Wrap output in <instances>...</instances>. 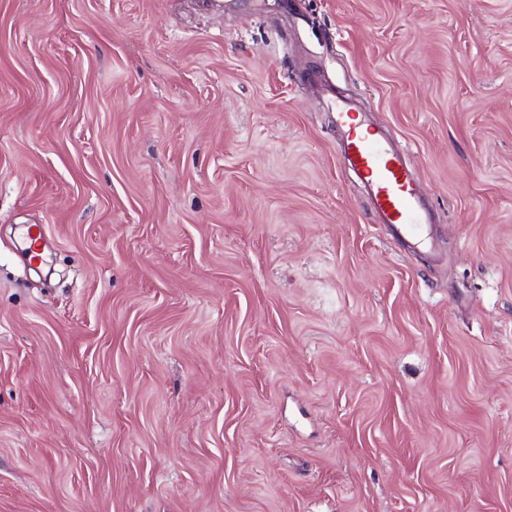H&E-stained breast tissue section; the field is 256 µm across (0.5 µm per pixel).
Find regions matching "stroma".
I'll return each mask as SVG.
<instances>
[{"mask_svg": "<svg viewBox=\"0 0 512 512\" xmlns=\"http://www.w3.org/2000/svg\"><path fill=\"white\" fill-rule=\"evenodd\" d=\"M0 512H512V0H0ZM329 95L334 123L344 135L339 161L369 188L379 224L419 244L428 241L433 212L423 198L407 152L395 148L380 129L367 125L350 99Z\"/></svg>", "mask_w": 512, "mask_h": 512, "instance_id": "obj_1", "label": "stroma"}]
</instances>
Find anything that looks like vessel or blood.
Here are the masks:
<instances>
[{
  "mask_svg": "<svg viewBox=\"0 0 512 512\" xmlns=\"http://www.w3.org/2000/svg\"><path fill=\"white\" fill-rule=\"evenodd\" d=\"M330 102L334 123L344 135L339 161L369 188L380 223L397 235L426 243L425 230L433 212L421 194L407 152L367 125L352 100L334 96Z\"/></svg>",
  "mask_w": 512,
  "mask_h": 512,
  "instance_id": "1",
  "label": "vessel or blood"
}]
</instances>
